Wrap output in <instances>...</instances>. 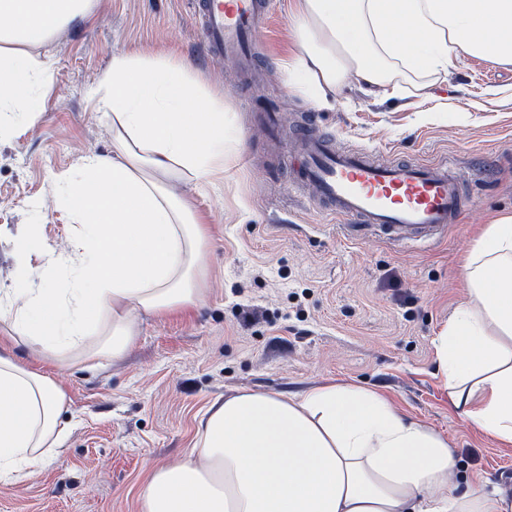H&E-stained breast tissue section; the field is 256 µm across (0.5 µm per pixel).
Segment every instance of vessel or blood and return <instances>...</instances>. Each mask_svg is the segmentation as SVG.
<instances>
[{
  "label": "vessel or blood",
  "mask_w": 512,
  "mask_h": 512,
  "mask_svg": "<svg viewBox=\"0 0 512 512\" xmlns=\"http://www.w3.org/2000/svg\"><path fill=\"white\" fill-rule=\"evenodd\" d=\"M198 8L216 52L249 53L265 0H198ZM302 156L303 181L331 213L371 229L425 241L458 223L466 208L461 175L444 166L378 164L308 135L302 138Z\"/></svg>",
  "instance_id": "vessel-or-blood-1"
}]
</instances>
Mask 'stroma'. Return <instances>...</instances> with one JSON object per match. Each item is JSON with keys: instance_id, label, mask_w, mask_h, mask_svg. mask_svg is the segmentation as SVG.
I'll list each match as a JSON object with an SVG mask.
<instances>
[{"instance_id": "obj_1", "label": "stroma", "mask_w": 512, "mask_h": 512, "mask_svg": "<svg viewBox=\"0 0 512 512\" xmlns=\"http://www.w3.org/2000/svg\"><path fill=\"white\" fill-rule=\"evenodd\" d=\"M193 0H99L50 48L53 74L35 110L9 115L0 137V290L18 276L45 285L39 261L19 272L13 237L40 225L67 251L74 226L56 183L83 157L112 149V117L95 91L113 53L187 64L222 98L242 134L228 176L189 185L207 226L193 307L142 317L120 360L94 369L25 356L66 394L63 454L0 481V512H142L154 467L182 461L214 401L244 390L295 396L326 384L369 388L455 448L461 476L512 484V447L474 431L438 369L434 338L464 298L462 267L490 220L512 212V65L460 62L424 99L401 80L396 96L344 88L335 110L291 94L283 66L296 39L289 0H266L253 45L261 65L218 58ZM337 148L380 161L445 163L463 175L469 210L440 240L393 242L327 214L298 185L292 131L304 118Z\"/></svg>"}]
</instances>
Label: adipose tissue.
Segmentation results:
<instances>
[{
  "instance_id": "obj_1",
  "label": "adipose tissue",
  "mask_w": 512,
  "mask_h": 512,
  "mask_svg": "<svg viewBox=\"0 0 512 512\" xmlns=\"http://www.w3.org/2000/svg\"><path fill=\"white\" fill-rule=\"evenodd\" d=\"M97 0H0V112H29L52 75L47 44ZM291 91L321 109L355 83L387 92L398 73L447 81L465 59L512 64V0H291ZM112 151L58 181L70 248L43 249L42 288L0 306V478L58 457L66 397L19 352L95 367L120 358L138 318L201 298L206 228L184 192L228 173L240 136L222 101L172 66L117 52L101 84ZM464 302L434 340L470 426L512 445V214L473 246ZM446 438L382 395L322 385L299 396L214 401L187 457L150 471L142 512H512V488L454 480Z\"/></svg>"
}]
</instances>
